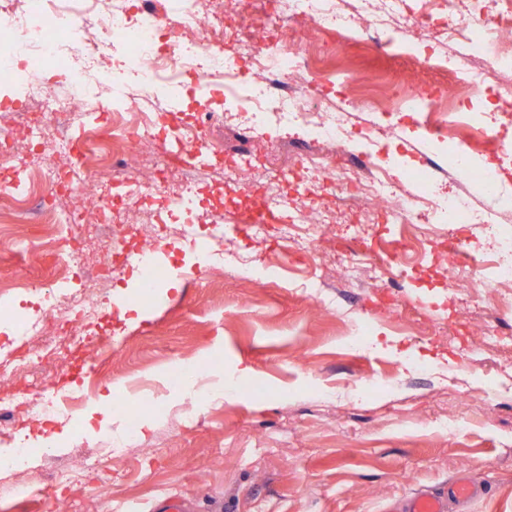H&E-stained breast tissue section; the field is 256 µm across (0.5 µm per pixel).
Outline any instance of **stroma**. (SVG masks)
I'll use <instances>...</instances> for the list:
<instances>
[{
	"mask_svg": "<svg viewBox=\"0 0 512 512\" xmlns=\"http://www.w3.org/2000/svg\"><path fill=\"white\" fill-rule=\"evenodd\" d=\"M303 47L324 62L333 97L384 101L415 78L445 85L449 100L461 95L448 72L419 69L363 43L330 54L319 34ZM391 122L397 138L373 151L397 174L413 159L402 142L411 120L397 112ZM206 131L218 168L209 178L213 196L224 202L225 224L241 223L259 197L225 184L222 170L241 160L246 133L215 117ZM421 231L437 243L452 227L391 224L368 241L369 254ZM231 243L246 269L214 273L204 254L172 248L168 262L194 270V278L168 275L144 302L134 280L114 291L137 308L113 321L112 364L91 378L90 390L95 401L143 406L149 426L138 430L129 454L101 452L123 429V413L106 428L87 425L81 414L50 426L53 448L34 455L24 477L36 498L1 496L0 512H57L53 473L62 463L83 473L68 512H151L173 494L196 512H388L461 475L483 489L467 512H512V394L482 400L502 382L485 368L462 371L458 351L476 331L512 338V305L482 308L463 294L449 298L431 271L392 291L337 272L326 288L342 310L336 316L305 298L313 273L307 257L268 239L237 234ZM355 320L367 322L371 338L361 353L347 346ZM185 362L223 372L232 390L223 399L201 394L191 419L171 381ZM385 375L393 378L390 388L352 397ZM450 413L463 425L454 437L437 426Z\"/></svg>",
	"mask_w": 512,
	"mask_h": 512,
	"instance_id": "obj_1",
	"label": "stroma"
}]
</instances>
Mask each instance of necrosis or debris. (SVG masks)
Listing matches in <instances>:
<instances>
[{
    "label": "necrosis or debris",
    "instance_id": "obj_1",
    "mask_svg": "<svg viewBox=\"0 0 512 512\" xmlns=\"http://www.w3.org/2000/svg\"><path fill=\"white\" fill-rule=\"evenodd\" d=\"M310 29L385 54L418 52L426 67L455 72L464 107L447 110L442 91L427 84L394 102L395 111L410 113L420 139L450 141L449 181L464 178L472 154L512 158V0H0V66L25 72L18 106L0 112V138L13 143L0 153V211L53 225L45 250L67 252L64 264L46 269L60 290L24 289L18 330L0 341V380L14 422L0 430L9 495L33 494L19 479L32 447L18 423L66 422L84 403L83 393L63 391L55 379L33 384L30 374L49 365L74 381L86 371L87 348L109 352L111 338L96 333L104 301L118 282L142 275L141 256L160 254L174 239L224 257L222 212L211 210L207 224L175 221L206 188L198 177L211 157L204 126L152 111L151 89L163 88L175 104L195 88L223 87L225 99L249 116L252 147L277 139L284 127L306 132L307 151L295 162L307 175L303 188L289 190L287 175L267 173L262 205L277 213L282 238L318 257L317 271L327 267L317 229L337 210H353L364 222L345 276L365 274L397 288L411 264L434 256L417 238L367 265L360 246L374 220L441 224L451 215L460 224L497 223L494 209L443 198L425 176L393 181L374 154L350 162L355 140L372 143L393 128L368 104L353 111L322 97L323 81L301 47ZM111 39L124 45L133 77L106 74ZM106 97L109 121L89 125V107ZM63 198L70 207H60ZM97 233L110 248L91 265L82 239ZM461 242L451 237L448 263L437 271L449 294L463 287L481 304L512 288L511 242L483 250L461 249Z\"/></svg>",
    "mask_w": 512,
    "mask_h": 512
}]
</instances>
